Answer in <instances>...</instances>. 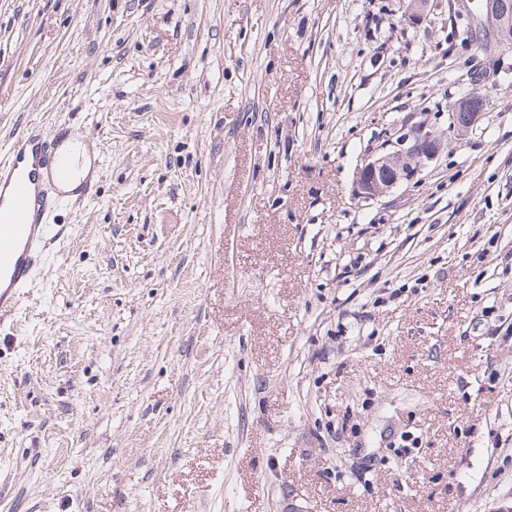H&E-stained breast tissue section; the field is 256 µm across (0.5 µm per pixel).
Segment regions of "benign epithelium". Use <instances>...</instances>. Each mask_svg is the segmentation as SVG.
Masks as SVG:
<instances>
[{"instance_id":"7a95c632","label":"benign epithelium","mask_w":512,"mask_h":512,"mask_svg":"<svg viewBox=\"0 0 512 512\" xmlns=\"http://www.w3.org/2000/svg\"><path fill=\"white\" fill-rule=\"evenodd\" d=\"M484 24L500 37L512 42V0H483ZM486 95L480 91L455 103L449 128L459 134L473 128L486 114ZM392 150L371 156L357 172L356 196L375 200L397 186L415 179L444 149V142L422 128L401 135L391 143Z\"/></svg>"}]
</instances>
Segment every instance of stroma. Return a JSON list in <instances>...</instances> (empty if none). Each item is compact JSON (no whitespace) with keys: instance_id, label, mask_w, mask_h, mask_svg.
<instances>
[{"instance_id":"1","label":"stroma","mask_w":512,"mask_h":512,"mask_svg":"<svg viewBox=\"0 0 512 512\" xmlns=\"http://www.w3.org/2000/svg\"><path fill=\"white\" fill-rule=\"evenodd\" d=\"M468 5L0 0V152L104 165L0 329V512L512 504V51ZM486 95L480 91L455 103L450 112L449 128L456 134L467 132L486 114ZM389 145L391 151L372 155L360 166L354 187L359 198L375 200L411 182L439 156L445 144L431 132L416 128ZM61 152L70 153L75 159H79L81 162L80 176L74 180L72 184L64 185V190H71L84 179L93 177L94 169L91 166L90 157L87 155L86 148L81 140L76 137L66 140L61 144ZM78 192L77 196L83 200H89L93 195V189L87 181H83L81 183V187Z\"/></svg>"}]
</instances>
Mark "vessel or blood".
Here are the masks:
<instances>
[{"label":"vessel or blood","instance_id":"b4317fda","mask_svg":"<svg viewBox=\"0 0 512 512\" xmlns=\"http://www.w3.org/2000/svg\"><path fill=\"white\" fill-rule=\"evenodd\" d=\"M72 176L69 159L34 127L15 139L7 161H0V323L27 298L46 246L57 235L43 221L58 204L49 188Z\"/></svg>","mask_w":512,"mask_h":512}]
</instances>
